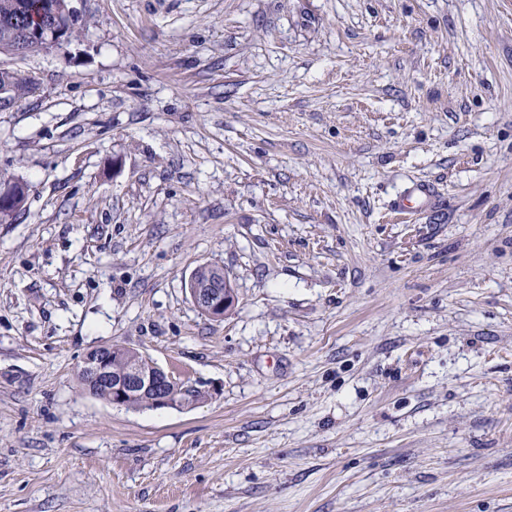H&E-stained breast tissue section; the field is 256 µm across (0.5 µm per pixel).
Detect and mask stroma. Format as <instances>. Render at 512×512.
<instances>
[{"mask_svg":"<svg viewBox=\"0 0 512 512\" xmlns=\"http://www.w3.org/2000/svg\"><path fill=\"white\" fill-rule=\"evenodd\" d=\"M73 5L0 112V512H512V0ZM15 180H4L0 185V210H10L9 213L1 216L0 213V223H7L10 219L14 217V215L18 212H21L27 203L28 199V186L27 191L24 196L20 200H18L17 204L13 206V203L19 198L22 189L20 187L23 185L22 181H18L15 183H11L8 185H3L4 183H9ZM13 206V207H12ZM434 198V191L430 185L416 184L407 195L393 200L391 209L401 216L413 215L428 207ZM189 292L193 304L212 319H223L237 305V295L231 279L219 271V277L204 284L192 282ZM119 347L113 351L116 347L112 348L111 346L110 363L109 357L106 355L109 350L107 346L97 349L96 353L85 358L81 372L96 387L90 385L81 373L79 378L82 385L91 394L104 398L105 393L100 389L103 388L106 390L107 401L116 406L127 407L134 399L151 390L153 398L149 392L144 394L132 403L131 406L135 409L147 408L150 405V399L152 409L184 410L198 404L202 391L194 384L178 381L152 362L151 358L142 354L137 358V361L149 370L144 369L137 363L132 364L127 369L130 359L139 352L126 347ZM150 362H152L151 365ZM151 366L152 369H150ZM125 370L126 372L122 377L115 378L121 376Z\"/></svg>","mask_w":512,"mask_h":512,"instance_id":"obj_1","label":"stroma"}]
</instances>
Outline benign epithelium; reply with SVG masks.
Segmentation results:
<instances>
[{"instance_id":"1","label":"benign epithelium","mask_w":512,"mask_h":512,"mask_svg":"<svg viewBox=\"0 0 512 512\" xmlns=\"http://www.w3.org/2000/svg\"><path fill=\"white\" fill-rule=\"evenodd\" d=\"M77 11L71 0H43L38 14L16 29L10 40L0 46V57L22 61L28 57L27 47L34 43H67L77 36ZM23 182L0 185V210H9L21 194ZM193 304L206 316L222 319L237 305V295L229 276L219 277L204 284L192 283L189 289ZM108 347L98 349L85 358L81 372L88 381L106 390V400L116 406L127 407L147 391L153 392L154 409H189L198 404L202 394L192 383L179 381L157 365L149 370L139 364L131 365L119 378L112 375Z\"/></svg>"}]
</instances>
